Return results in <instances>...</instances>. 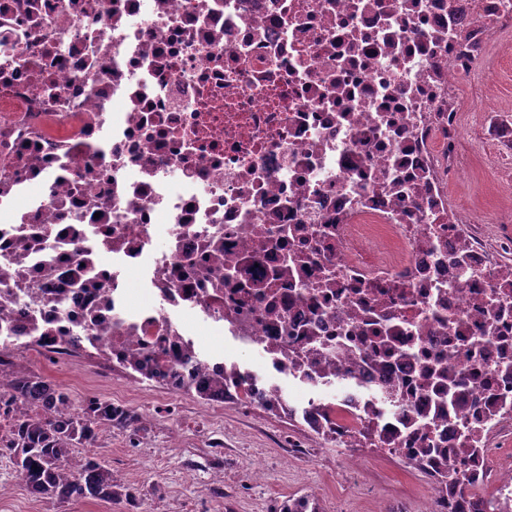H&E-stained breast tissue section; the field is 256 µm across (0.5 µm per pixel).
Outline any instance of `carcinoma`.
<instances>
[{"label":"carcinoma","mask_w":512,"mask_h":512,"mask_svg":"<svg viewBox=\"0 0 512 512\" xmlns=\"http://www.w3.org/2000/svg\"><path fill=\"white\" fill-rule=\"evenodd\" d=\"M16 404L21 405L20 414L0 446L13 455L16 471L30 492L60 504L75 498L106 503L133 498L97 455L87 454L76 465L71 457L75 448L93 443L101 428L114 423L127 427L138 420V414L99 398L76 405L67 391L30 372L0 385V406ZM449 475L456 491L450 506L455 512H468L471 496L465 483L466 462L453 463Z\"/></svg>","instance_id":"cac0c4a2"}]
</instances>
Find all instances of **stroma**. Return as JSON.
<instances>
[{
    "instance_id": "stroma-1",
    "label": "stroma",
    "mask_w": 512,
    "mask_h": 512,
    "mask_svg": "<svg viewBox=\"0 0 512 512\" xmlns=\"http://www.w3.org/2000/svg\"><path fill=\"white\" fill-rule=\"evenodd\" d=\"M457 97L459 165L448 193L487 221L512 208V161L499 159L496 135L486 126L487 116L512 115V32L494 40L482 72L463 79ZM24 369L65 387L75 402L98 397L140 414L139 427L106 429L91 447L135 499L61 505L36 497L15 482L13 459L0 450V512H282L303 497L321 512H415L431 502L423 482L373 449H362L363 466L349 468L339 453L313 447L297 425L253 406L225 408L216 421L191 394L166 396L121 374L101 382L90 355L62 368L34 357ZM251 467L260 468V477L248 475Z\"/></svg>"
}]
</instances>
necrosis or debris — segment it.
I'll use <instances>...</instances> for the list:
<instances>
[{
    "label": "necrosis or debris",
    "instance_id": "necrosis-or-debris-1",
    "mask_svg": "<svg viewBox=\"0 0 512 512\" xmlns=\"http://www.w3.org/2000/svg\"><path fill=\"white\" fill-rule=\"evenodd\" d=\"M509 29L512 0H0V382L14 345L91 346L512 499V211L447 190L453 86Z\"/></svg>",
    "mask_w": 512,
    "mask_h": 512
}]
</instances>
